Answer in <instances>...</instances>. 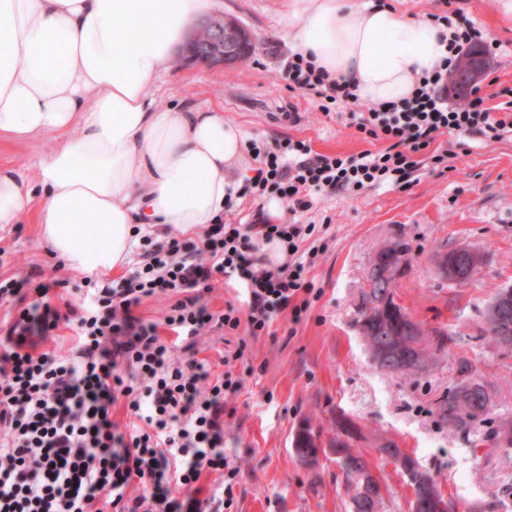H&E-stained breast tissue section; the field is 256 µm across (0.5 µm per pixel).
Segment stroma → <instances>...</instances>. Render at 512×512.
<instances>
[{
	"mask_svg": "<svg viewBox=\"0 0 512 512\" xmlns=\"http://www.w3.org/2000/svg\"><path fill=\"white\" fill-rule=\"evenodd\" d=\"M406 15L448 16L454 26H479L498 42L493 69L480 87L491 107L499 90L512 87V18L499 0H383ZM212 14L235 17L251 30L256 51L232 68L177 62L150 92L160 107L198 104L220 110L249 140L272 146L306 141L322 155L356 156L384 149L365 137L350 109H315L311 96L290 87L283 68L293 53L284 24V0H213ZM46 134L24 142L0 139V164L33 173L55 150ZM447 164L434 163L433 149L419 153V166L405 188L370 186L358 192H319L308 209L282 211L280 221L311 224L308 246L318 253L306 278L315 291L305 311L285 310L268 331L251 335L240 326L230 341L218 333L198 337V358L219 370L227 343H243L233 367L241 389L226 403L224 450L239 471L230 512H351L343 476L333 457L312 469L292 453L303 424L322 437L335 434L345 417L359 433L352 445L387 486L385 512H408L406 480L378 451L381 442L404 448L440 483L458 512H512V449L494 447L493 425L512 420V354H502L482 336L483 314L494 288L512 285V134L489 142L479 135H452ZM411 248V267L394 286L408 313L426 333L445 331L431 369L415 377L375 369L356 321L367 292L370 262L386 243ZM468 244L486 260L476 281L456 288L439 283L430 258L437 250ZM41 267L58 281L52 303L76 299L85 285L51 257L33 212L0 226V277ZM468 360L488 384L492 412L470 434L449 431L434 413L436 401L457 381L459 360Z\"/></svg>",
	"mask_w": 512,
	"mask_h": 512,
	"instance_id": "1",
	"label": "stroma"
}]
</instances>
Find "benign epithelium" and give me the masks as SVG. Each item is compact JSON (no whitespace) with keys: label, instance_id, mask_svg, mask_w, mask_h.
Returning a JSON list of instances; mask_svg holds the SVG:
<instances>
[{"label":"benign epithelium","instance_id":"obj_1","mask_svg":"<svg viewBox=\"0 0 512 512\" xmlns=\"http://www.w3.org/2000/svg\"><path fill=\"white\" fill-rule=\"evenodd\" d=\"M254 51L252 33L241 23L224 15L205 16L197 21V27L188 35L187 55L184 60L189 64L204 65L207 67H232L247 61ZM491 60L480 54L470 53L464 57L461 70L450 78V85L459 89L461 87L472 88L480 84L487 73L492 69ZM485 255L466 244L455 248V257L448 260V254L442 252L436 255L433 264L438 279L454 286H464L469 283L468 273L473 267L484 263ZM408 265V254L397 249L390 253V258L381 265L379 273L380 282L368 281V288L385 286L391 279L398 278ZM398 304L392 292L377 294L370 298L366 305V313L362 321L358 323L361 335L369 332L371 324L375 323V317L387 310L396 312ZM491 318L496 329L503 336L512 334V289L502 293L491 303ZM399 361L417 372H425L431 365L430 349L423 336H418L411 344V350L399 355ZM315 451L303 452L299 457L300 463L310 467L319 462L320 457L329 454L336 459L339 467H345L352 462L351 456L355 455V449L350 447L348 437L343 435L335 442L324 441L319 434L313 435ZM406 451L400 450V455L390 457V460L398 468L407 480L410 491V501L413 503L412 512H425L429 505L436 500L430 495L428 484L431 477L426 470L418 464H412L405 458ZM377 476L372 469L364 471L363 484L360 492L369 496L373 501H378L377 494L382 489L377 487Z\"/></svg>","mask_w":512,"mask_h":512}]
</instances>
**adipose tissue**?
Here are the masks:
<instances>
[{
    "label": "adipose tissue",
    "instance_id": "obj_1",
    "mask_svg": "<svg viewBox=\"0 0 512 512\" xmlns=\"http://www.w3.org/2000/svg\"><path fill=\"white\" fill-rule=\"evenodd\" d=\"M211 0H0V137L57 136L33 176L0 165V225L36 210L73 272L107 277L139 238L217 223L247 134L223 112L159 108L147 89ZM295 52L359 97L410 96L448 52L451 30L370 0H289Z\"/></svg>",
    "mask_w": 512,
    "mask_h": 512
}]
</instances>
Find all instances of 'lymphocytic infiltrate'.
<instances>
[{"label":"lymphocytic infiltrate","mask_w":512,"mask_h":512,"mask_svg":"<svg viewBox=\"0 0 512 512\" xmlns=\"http://www.w3.org/2000/svg\"><path fill=\"white\" fill-rule=\"evenodd\" d=\"M483 41L475 25L456 29L451 55L411 97L361 112L359 131L387 141L385 150L342 158L290 140L257 150L250 188L277 195L294 213L308 208L316 189L406 185L415 154L443 135L495 142L511 134L512 113L492 111L478 92L465 104L448 103L449 76L464 50ZM285 75L332 103L354 97L344 79L298 54ZM251 231L222 219L194 239L166 232L123 282L88 279L78 302L61 307L50 302L49 285L37 282V270L0 279L8 317L0 329V512H224L237 472L224 452L225 400L241 380L205 370L192 356L194 340L207 328L230 334L243 324L260 335L311 290L299 251L313 225L262 224L264 241L288 248V262L275 267L266 266ZM219 275L245 289V310H208L203 297ZM160 296L172 300L163 324L136 315L144 299ZM62 326L76 336L66 356L44 346ZM163 326L187 340V357L174 356L159 334ZM117 405L133 419L124 433L112 421ZM206 473L221 476L222 491L203 499L198 483Z\"/></svg>","instance_id":"1"}]
</instances>
